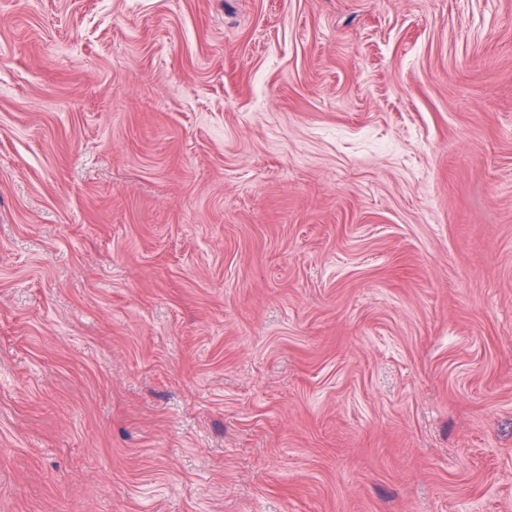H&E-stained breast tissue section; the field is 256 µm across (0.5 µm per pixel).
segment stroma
<instances>
[{"label": "stroma", "mask_w": 512, "mask_h": 512, "mask_svg": "<svg viewBox=\"0 0 512 512\" xmlns=\"http://www.w3.org/2000/svg\"><path fill=\"white\" fill-rule=\"evenodd\" d=\"M0 512H512V0H0Z\"/></svg>", "instance_id": "stroma-1"}]
</instances>
